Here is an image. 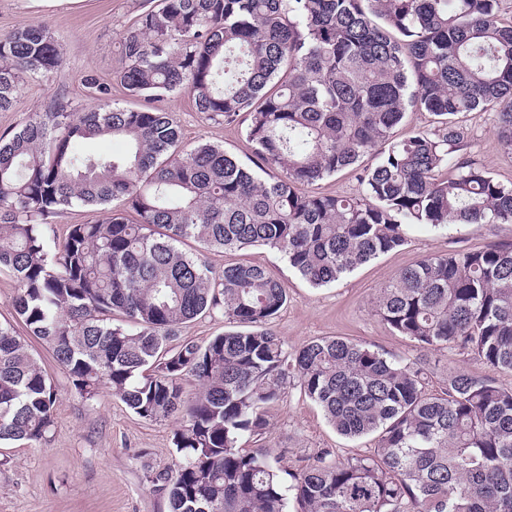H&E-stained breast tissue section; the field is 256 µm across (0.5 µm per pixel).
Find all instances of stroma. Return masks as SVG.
Here are the masks:
<instances>
[{
	"label": "stroma",
	"mask_w": 512,
	"mask_h": 512,
	"mask_svg": "<svg viewBox=\"0 0 512 512\" xmlns=\"http://www.w3.org/2000/svg\"><path fill=\"white\" fill-rule=\"evenodd\" d=\"M157 2L0 0V36L24 25L46 26L64 58L62 68L51 76L25 77L17 103L0 112V134L14 132L32 113L45 111L54 101L79 112L90 108L102 87L110 101L138 106V99L128 96L115 80L123 65L119 45L127 26ZM158 106L174 115L185 144L210 142L241 163L253 165L242 122L205 117L184 92L164 97ZM494 120L490 112L462 118V153L498 180L512 182V155L499 145ZM499 243H512V224H457L444 232L410 226L403 246L323 288L311 287L279 253L262 246L233 254L210 252L206 259L217 269L239 260L260 265L285 284L288 302L272 329L290 349L326 336L354 339L385 356L417 364L427 372L430 390L438 393L453 370L493 376L497 385L507 389L512 388V372L490 373L471 354L454 346L420 348L377 316V291L424 255L478 251ZM39 355L57 393L55 424L45 443L0 446V512H169L166 498L154 491L146 472L175 468L179 456L172 437L181 417L143 420L106 388L95 398H84L47 350ZM267 416L265 433L243 436L238 445L247 451L264 449L275 466L290 472L324 451L331 458L345 459L364 454L374 445L369 436L349 439L337 433L321 409L296 387Z\"/></svg>",
	"instance_id": "35a3bbf8"
}]
</instances>
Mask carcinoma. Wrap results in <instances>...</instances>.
<instances>
[{
  "instance_id": "1",
  "label": "carcinoma",
  "mask_w": 512,
  "mask_h": 512,
  "mask_svg": "<svg viewBox=\"0 0 512 512\" xmlns=\"http://www.w3.org/2000/svg\"><path fill=\"white\" fill-rule=\"evenodd\" d=\"M502 0H160L122 35L117 73L141 107L56 104L0 136V271L17 284L0 322V442L47 439L56 395L21 336L44 343L88 399L101 387L146 421L181 415L175 470L149 474L170 512H512V389L464 370L442 394L426 372L363 343L321 338L291 352L270 329L287 288L266 268L216 270L201 253L264 246L314 287L399 248L404 227L511 224L512 183L461 156L458 116L495 113L512 154V22ZM63 65L50 30L0 37V111L27 75ZM245 116L255 165L187 150L151 101ZM437 126L402 139L406 113ZM118 137L121 155L85 141ZM452 166L455 177L437 172ZM360 170L350 196L304 187ZM49 254V218L74 207ZM376 312L422 348L448 345L512 371V246L429 254L380 288ZM220 311L235 330L169 347L180 325ZM121 323H114V317ZM198 386L187 399L179 380ZM336 431L375 438L363 456H321L281 474L261 451L267 412L293 385ZM97 212L95 208L73 207L64 210L58 216L51 219V226L47 230L50 253H55V242L57 243L62 238L68 224L93 223L98 219L99 213Z\"/></svg>"
}]
</instances>
